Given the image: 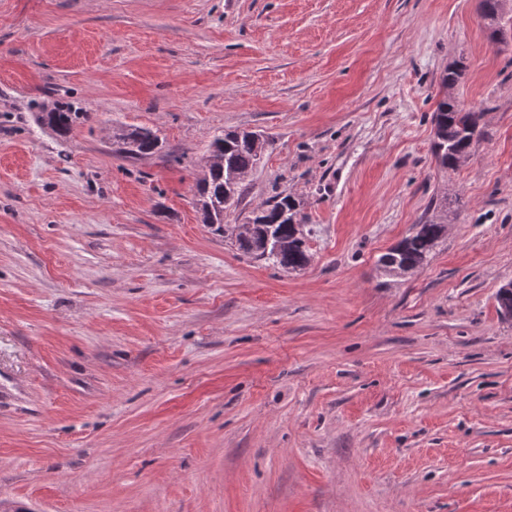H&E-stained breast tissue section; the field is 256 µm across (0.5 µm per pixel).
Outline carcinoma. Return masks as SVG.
<instances>
[{"mask_svg":"<svg viewBox=\"0 0 512 512\" xmlns=\"http://www.w3.org/2000/svg\"><path fill=\"white\" fill-rule=\"evenodd\" d=\"M482 118V112L460 109L448 94H443L432 113L433 157L437 167L453 169L461 156L473 151L482 135ZM89 120L88 112L56 108L45 113V121L61 135L67 134L74 124ZM112 138L131 159L160 150L158 135L148 128L120 127L112 130ZM270 145L269 139L257 140L253 132L245 130L238 135L225 131L214 136L204 170L195 182L194 204L201 223L216 232L224 230V213L238 206L246 177L257 168ZM456 203L458 200L447 195L431 201L432 214L415 225L412 235L379 257L382 271L389 276H402L422 266L445 235L448 207ZM302 224L299 202L288 194L278 193L254 209L243 223L233 225L231 234L243 255L296 270L310 262Z\"/></svg>","mask_w":512,"mask_h":512,"instance_id":"cac0c4a2","label":"carcinoma"}]
</instances>
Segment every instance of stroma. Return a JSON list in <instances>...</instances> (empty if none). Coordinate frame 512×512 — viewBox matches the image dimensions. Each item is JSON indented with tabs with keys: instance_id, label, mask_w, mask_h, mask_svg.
<instances>
[{
	"instance_id": "stroma-1",
	"label": "stroma",
	"mask_w": 512,
	"mask_h": 512,
	"mask_svg": "<svg viewBox=\"0 0 512 512\" xmlns=\"http://www.w3.org/2000/svg\"><path fill=\"white\" fill-rule=\"evenodd\" d=\"M478 4L0 0V512H512V0L498 44ZM459 61L483 136L445 172ZM61 104L91 115L64 137ZM236 129L272 145L224 221L294 196L303 270L198 220ZM112 138L120 145V151L128 158L158 153L160 139L151 129L144 127L112 129ZM457 203V196L454 200L447 195L433 199L425 216L415 225V232L379 257L382 271L389 276H402L422 266L445 235L448 207Z\"/></svg>"
}]
</instances>
